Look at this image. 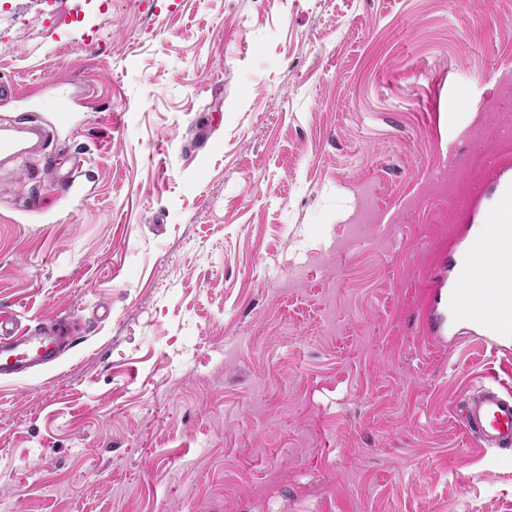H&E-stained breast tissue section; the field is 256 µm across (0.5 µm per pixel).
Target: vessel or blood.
<instances>
[{"instance_id":"1","label":"vessel or blood","mask_w":512,"mask_h":512,"mask_svg":"<svg viewBox=\"0 0 512 512\" xmlns=\"http://www.w3.org/2000/svg\"><path fill=\"white\" fill-rule=\"evenodd\" d=\"M458 240L473 259H498L491 291L474 293L451 280L447 266H439L422 304L423 329L438 344L455 322L462 321L486 347L501 349L512 339V176L502 175L485 202L483 223L464 225ZM78 338L79 324L67 315L55 314L23 327L0 313V380L53 365ZM459 420L483 447L512 450V390L501 382L484 385L468 399Z\"/></svg>"}]
</instances>
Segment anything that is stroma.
<instances>
[{
    "instance_id": "35a3bbf8",
    "label": "stroma",
    "mask_w": 512,
    "mask_h": 512,
    "mask_svg": "<svg viewBox=\"0 0 512 512\" xmlns=\"http://www.w3.org/2000/svg\"><path fill=\"white\" fill-rule=\"evenodd\" d=\"M0 83L52 136L0 310L83 324L0 382V512H512L454 415L502 362L419 325L512 174V0H0Z\"/></svg>"
}]
</instances>
